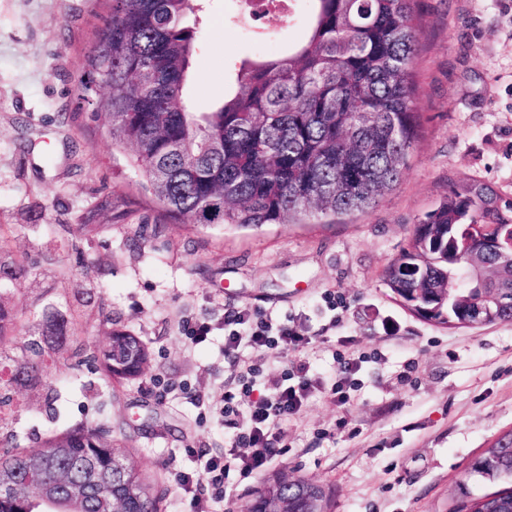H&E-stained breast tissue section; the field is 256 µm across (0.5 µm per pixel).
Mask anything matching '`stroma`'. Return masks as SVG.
Returning a JSON list of instances; mask_svg holds the SVG:
<instances>
[{"label": "stroma", "instance_id": "35a3bbf8", "mask_svg": "<svg viewBox=\"0 0 512 512\" xmlns=\"http://www.w3.org/2000/svg\"><path fill=\"white\" fill-rule=\"evenodd\" d=\"M236 12V0L205 4L185 87L191 111L217 108L235 88V62L282 56L310 20L306 0L283 23L242 25ZM109 14L110 0H0V238L14 254L58 258L11 285L20 323L0 350L37 338L41 295L65 287L100 290L152 354L142 376L113 390L100 374L75 381L51 366L55 416L41 391H14L12 428L25 449L64 423L111 418L125 431L119 446L163 492L162 512H181L176 476L195 465L188 449L224 448L220 410L234 379L224 312L246 307L311 337L306 355L319 371H330L342 336L370 355L345 408L319 395L289 424V450L268 476L322 485L328 512H461L465 496L495 491L471 467L512 430V323L424 322L391 298L380 273L451 184L475 177L512 198V0H418L421 125L400 183L362 212L259 227L179 224L142 189L97 113L103 88L80 93ZM86 218L99 229L73 251L55 227ZM139 224L146 238L135 236ZM198 322L211 331L194 345L185 329ZM342 416L348 432L321 438Z\"/></svg>", "mask_w": 512, "mask_h": 512}]
</instances>
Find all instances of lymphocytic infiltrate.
<instances>
[{
	"label": "lymphocytic infiltrate",
	"mask_w": 512,
	"mask_h": 512,
	"mask_svg": "<svg viewBox=\"0 0 512 512\" xmlns=\"http://www.w3.org/2000/svg\"><path fill=\"white\" fill-rule=\"evenodd\" d=\"M224 322L232 327L224 338V353L231 356L239 378L224 391L223 456L198 458L195 472H184L177 478L191 512H214V504L227 496L230 475L242 480L258 477L283 455V448L274 443L275 436L285 432L315 391H326L337 407H344L346 389L363 360L354 337H344L340 349L332 354L335 367L325 382L302 358L310 337L288 323L273 321L246 307L226 313ZM268 350L292 352L299 359L294 372L284 373L273 387L259 392L255 386L263 369L257 357Z\"/></svg>",
	"instance_id": "1"
}]
</instances>
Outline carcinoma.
<instances>
[{
    "mask_svg": "<svg viewBox=\"0 0 512 512\" xmlns=\"http://www.w3.org/2000/svg\"><path fill=\"white\" fill-rule=\"evenodd\" d=\"M306 40L288 55L245 60L235 70L234 95L213 112H191L183 85L198 47L188 16L201 0H112L108 35L88 57L84 90L106 88L98 110L113 143L129 147L132 166L167 212L184 224L302 223L318 215L371 208L402 178L420 125L413 65L417 47L415 0H308ZM370 113L358 125L357 114ZM512 228V199L475 179L452 185L448 197L413 225L407 244L381 274L383 285L412 315L426 322L471 328L479 289H497L489 323L512 322V259L491 241ZM34 263L0 240V289L26 278ZM108 344L95 350L75 336L80 314L49 302L41 334L12 355L0 354V472L15 470L18 498L0 500V512H112V498L89 471L112 474L133 491L130 512H160L163 495L135 460L112 439V421L74 423L41 444V477L51 500L32 499L25 476L31 453L9 428L4 392L42 385L58 360L100 372L110 389L141 375L147 344L112 328V310L97 304ZM15 315L0 304V343L14 335ZM472 472L512 482V431L485 449ZM298 512L299 490L269 478L252 512L277 501ZM470 512H512V486L472 500Z\"/></svg>",
    "mask_w": 512,
    "mask_h": 512,
    "instance_id": "obj_1",
    "label": "carcinoma"
}]
</instances>
